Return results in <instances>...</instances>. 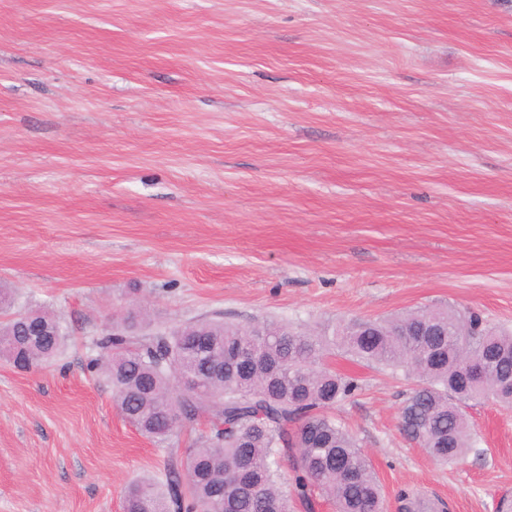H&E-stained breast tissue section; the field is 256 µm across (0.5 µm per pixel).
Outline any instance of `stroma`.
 Instances as JSON below:
<instances>
[{"label":"stroma","mask_w":512,"mask_h":512,"mask_svg":"<svg viewBox=\"0 0 512 512\" xmlns=\"http://www.w3.org/2000/svg\"><path fill=\"white\" fill-rule=\"evenodd\" d=\"M0 288L52 311L51 364L0 358V512H123L162 445L85 370L122 303L322 331L450 306L512 329V0H0ZM334 409L387 512L512 504V408L436 464L408 381L343 357Z\"/></svg>","instance_id":"stroma-1"}]
</instances>
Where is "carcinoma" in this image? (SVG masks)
Masks as SVG:
<instances>
[{
    "label": "carcinoma",
    "instance_id": "cac0c4a2",
    "mask_svg": "<svg viewBox=\"0 0 512 512\" xmlns=\"http://www.w3.org/2000/svg\"><path fill=\"white\" fill-rule=\"evenodd\" d=\"M53 336H31L0 289V355L37 367L53 360L68 334L38 310ZM147 311L112 319L86 370L104 380L123 418L163 442L203 415L209 431L165 471L130 483L123 512H385L372 460L332 414L361 390L359 379L333 370L334 354L400 369L414 380L399 411L403 433L436 461L454 465L473 451L463 408L492 399L512 407V331L467 316L469 344L457 336L461 314L421 310L385 320L351 319L329 334H302L286 324L241 327L218 316L168 330H147ZM184 379L188 388L178 387ZM291 464V491L279 462ZM399 512H422L403 490Z\"/></svg>",
    "mask_w": 512,
    "mask_h": 512
}]
</instances>
